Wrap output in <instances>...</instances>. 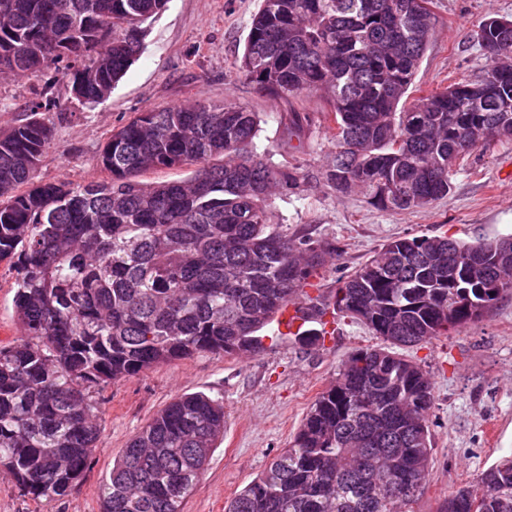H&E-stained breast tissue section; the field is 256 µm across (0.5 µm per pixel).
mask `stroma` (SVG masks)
<instances>
[{
  "mask_svg": "<svg viewBox=\"0 0 512 512\" xmlns=\"http://www.w3.org/2000/svg\"><path fill=\"white\" fill-rule=\"evenodd\" d=\"M260 0H168L148 27L146 48L102 104L70 103L55 115V138L33 182L82 183L99 177V150L137 113L187 101L233 103L256 112L257 144L270 161L297 169L300 188L275 196L270 209L289 232L327 252L298 288L296 302L329 299L375 251L397 238L446 235L464 241L512 235V142L473 153L451 176L449 196L419 211L370 204L365 192L336 193L326 174L335 151L324 93L273 98L239 75L235 60ZM434 23L416 84L427 90L481 74L488 61L476 33L490 14L512 17V0H432ZM67 78L48 70L33 79L0 78V127L22 122L30 101H68ZM324 344L288 337L266 342L249 359L200 353L105 386L96 396L101 434L84 477L50 504L24 495L0 469V512H101L98 486L140 429L176 397L201 392L224 405V435L182 512H224L227 504L286 448L310 406L358 350L380 345L360 322L335 316ZM402 355L434 384V451L416 512H436L463 484L475 483L512 454V291L475 323Z\"/></svg>",
  "mask_w": 512,
  "mask_h": 512,
  "instance_id": "stroma-1",
  "label": "stroma"
}]
</instances>
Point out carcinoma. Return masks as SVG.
<instances>
[{
	"label": "carcinoma",
	"instance_id": "1",
	"mask_svg": "<svg viewBox=\"0 0 512 512\" xmlns=\"http://www.w3.org/2000/svg\"><path fill=\"white\" fill-rule=\"evenodd\" d=\"M167 0H0V72L63 67L71 98L104 102L142 54L146 23ZM486 16L477 36L490 94L449 87L411 96L433 14L418 0H262L237 70L271 96L322 91L336 151L327 181L380 208H426L451 192L460 160L512 140V26ZM48 106L0 130V263L15 274L20 336L0 346V468L50 503L85 473L100 433L101 388L199 353L248 357L323 262L267 201L297 172L258 150L257 113L198 101L149 109L112 131L106 177L35 183L51 144ZM196 165L182 181L153 169ZM468 267L453 283L448 268ZM512 289V237L398 238L336 288L309 299L295 337L321 343L333 312L386 346L357 351L315 399L289 446L225 512H415L433 454L431 378L397 352L476 322ZM224 406L180 396L123 449L99 485L102 512H181L218 436ZM437 512H512V456Z\"/></svg>",
	"mask_w": 512,
	"mask_h": 512
}]
</instances>
